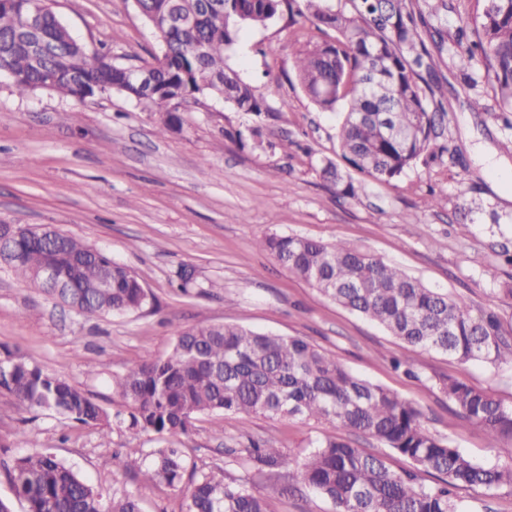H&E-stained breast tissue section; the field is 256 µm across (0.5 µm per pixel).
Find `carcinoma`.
<instances>
[{
    "label": "carcinoma",
    "mask_w": 512,
    "mask_h": 512,
    "mask_svg": "<svg viewBox=\"0 0 512 512\" xmlns=\"http://www.w3.org/2000/svg\"><path fill=\"white\" fill-rule=\"evenodd\" d=\"M45 0H0V73H11L14 90L39 89L75 97L85 90L125 93L165 113L159 133L180 126L169 113L174 100L187 103L224 89V100L240 112L260 113L264 101L252 85L225 64L241 31L282 15L300 17L334 36L295 42L293 61L304 92L322 110L344 107L336 141L341 170L322 161L321 176L357 196L352 173L373 181L399 179L418 162L454 156L447 140L448 113L442 102L448 58V0H224V17L207 13L199 0H137L148 12L185 13L190 20L163 32L170 54L149 67L141 83L131 69L98 52H88ZM41 13L38 26L28 24ZM467 38L462 67L480 60L498 99L512 114V0H483ZM11 236L0 263L26 285L72 309L102 317L142 309L149 294L136 273L106 252L47 225L8 224ZM258 247L324 297L384 328L406 350L426 349L460 361L512 368V325L492 306L476 309L462 297L430 288L421 280L342 242L269 235ZM55 266L70 281L54 288L41 270ZM110 280L108 288L102 287ZM165 358L143 360L112 374V391L125 410L109 413L65 378L10 352L0 356V393L19 408L47 411L102 430L112 423L137 434L167 438L184 434L200 418L224 413L327 422L372 436L408 459L412 469L392 470L385 460L338 435L313 442L302 461L280 448L250 441L244 460L259 469L286 468L330 500L335 512H478L455 500L461 487L495 491L512 487V463L486 465L469 458L449 439L429 433L422 411L394 391L364 379L299 336L262 333L235 324L172 328ZM441 391L461 419L483 429L488 447L512 441V404L454 379ZM113 471L138 467L147 482L182 492V512H267L264 499L247 482L211 472L187 473L181 448H155L144 457L112 454ZM436 473L434 486L418 474ZM17 498L28 512H142L128 491L112 498L48 451L18 458L8 470Z\"/></svg>",
    "instance_id": "cac0c4a2"
}]
</instances>
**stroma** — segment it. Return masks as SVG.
I'll return each mask as SVG.
<instances>
[{"mask_svg": "<svg viewBox=\"0 0 512 512\" xmlns=\"http://www.w3.org/2000/svg\"><path fill=\"white\" fill-rule=\"evenodd\" d=\"M49 7L88 50L114 61L156 65L158 40L133 0H48ZM483 0H448V139L463 162L417 165L402 178L365 183L358 198L318 173L336 157L341 112L319 109L301 88L292 44L311 27L277 19L241 33L225 62L255 86L261 114L237 111L224 99L203 97L179 109L177 131L157 135L161 115L126 94L78 100L49 90L18 95L0 76V224H45L82 238L130 267L149 293L135 313L83 315L27 288L0 265V352L38 363L92 395L109 412L124 404L110 379L125 365L167 356L170 327L236 324L281 336H300L353 373L396 392L424 413L433 435L452 439L474 460H512V442L488 447L482 430L463 425L439 387L459 379L512 403V369L462 363L427 350H405L378 325L326 299L257 247L277 234L342 241L370 251L432 288L494 301L512 323V265L493 252L512 243V201L497 176L483 169L491 151L512 161V127L497 118L495 93L482 62L460 70L466 44L459 30L481 12ZM480 97L485 109L471 111ZM261 128L264 148L253 145ZM188 292L174 287L182 270ZM400 359L394 369L392 359ZM384 457L393 470L408 463L374 438L315 422L225 413L196 422L169 446L185 449L190 468L238 474L225 449L264 440L294 456L331 433ZM158 440L126 427L107 431L60 416L19 409L0 394V498L14 512L5 469L17 458L49 451L104 494L121 486L143 512H181V494L135 475L115 478L114 451L151 450ZM251 490L267 512H333L331 502L267 471L249 473Z\"/></svg>", "mask_w": 512, "mask_h": 512, "instance_id": "35a3bbf8", "label": "stroma"}]
</instances>
